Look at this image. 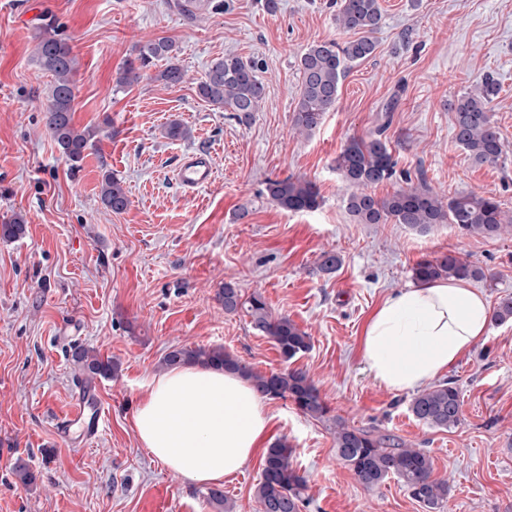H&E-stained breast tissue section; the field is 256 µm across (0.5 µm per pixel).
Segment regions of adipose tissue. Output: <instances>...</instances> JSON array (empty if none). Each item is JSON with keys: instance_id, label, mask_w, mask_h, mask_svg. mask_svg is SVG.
Wrapping results in <instances>:
<instances>
[{"instance_id": "1", "label": "adipose tissue", "mask_w": 512, "mask_h": 512, "mask_svg": "<svg viewBox=\"0 0 512 512\" xmlns=\"http://www.w3.org/2000/svg\"><path fill=\"white\" fill-rule=\"evenodd\" d=\"M485 295L462 280L419 283L387 297L363 356L387 388L409 392L445 373L488 331ZM266 404L235 372L181 366L153 376L133 416L139 443L197 485L240 471L265 437Z\"/></svg>"}]
</instances>
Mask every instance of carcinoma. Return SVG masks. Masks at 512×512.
Masks as SVG:
<instances>
[{
    "mask_svg": "<svg viewBox=\"0 0 512 512\" xmlns=\"http://www.w3.org/2000/svg\"><path fill=\"white\" fill-rule=\"evenodd\" d=\"M381 22L379 0H340L336 24L356 38L342 43L316 42L301 53L298 59L301 85L293 117L295 131L308 134L321 125L326 112L335 105L340 82L350 67L374 54L376 42L371 34L380 28ZM175 51V44L167 38L139 45L136 57L119 71L117 84L139 82L159 61L165 62V68L154 75V80L168 87L183 83L185 72L175 63ZM35 54L40 65L54 78L44 112L45 126L61 157L71 168L78 169L86 151L95 147L96 131L79 130L73 122L76 59L72 47L57 30L46 28L36 36ZM498 91L496 78L488 73L448 107L457 142L477 163L495 164L504 154L492 107ZM197 92L205 101L227 112H235L239 120L247 121L258 111L264 86L257 76L255 63L226 54L210 63L204 79L197 84ZM388 126L386 120L367 136L351 139L336 157V170L355 188L346 200L355 223L392 221L419 232H427L439 224H454L464 235L491 240L512 231V216L502 210L495 196L462 192L445 200L422 175L415 184L411 176H405L406 186L385 197L365 192V188L395 175V162L385 136ZM266 193L272 202L290 212L313 211L320 205L316 186L303 177L269 179ZM101 202L114 213L124 211L129 204L121 179L110 172L102 176ZM25 233L26 224L21 216L0 224L1 240L13 241ZM341 264L342 258L333 251L320 255L319 268L325 273L335 272ZM411 277L417 283H426L450 279L484 280L487 275L481 267L448 251L419 259L411 268ZM218 297L227 313L245 310L252 327L274 341L284 362L291 363L311 349L309 334L286 315L272 316L261 294L255 292L244 299L238 288L226 283ZM492 320L496 324L512 321L511 294L499 297ZM71 361L87 381L110 377L114 370L112 361L83 346L73 347ZM189 364L233 371L247 380L260 396L290 400L303 415L332 430L336 455L364 488L372 490L395 477L427 512H441L448 499V481L434 476L432 457L421 448L406 447L374 427L355 428L331 414L327 402L305 371L287 366L262 373L222 346L174 347L160 361L164 369ZM410 411L431 428L452 430L461 421L460 392L450 380L431 385L412 398ZM306 490V478L293 463L287 439H276L265 451L260 480L255 487L258 512H302L310 503Z\"/></svg>",
    "mask_w": 512,
    "mask_h": 512,
    "instance_id": "obj_1",
    "label": "carcinoma"
}]
</instances>
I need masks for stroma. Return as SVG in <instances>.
<instances>
[{
  "label": "stroma",
  "mask_w": 512,
  "mask_h": 512,
  "mask_svg": "<svg viewBox=\"0 0 512 512\" xmlns=\"http://www.w3.org/2000/svg\"><path fill=\"white\" fill-rule=\"evenodd\" d=\"M374 54L341 81L335 106L307 135L293 130L300 54L318 41H345L335 0H209L186 18L174 0H0V221L23 215L28 232L0 240V512H219L206 487L188 482L138 444L132 419L149 380L174 346H221L254 369L282 368L273 341L245 312L225 313L217 293L231 283L263 295L273 314L307 331V372L335 415L424 449L450 486L445 512H512V321L490 325L447 372L461 392L460 425L439 431L410 412L411 393L369 372L365 330L388 295L412 285L411 267L452 250L493 276L489 302L512 294V233L467 236L450 224L420 234L402 224H358L335 159L378 124L396 100L387 131L397 175L374 187L383 197L403 174L424 173L440 196L495 195L512 215V0H380ZM58 27L77 60L74 123L98 129L78 171L62 159L45 127L51 73L34 56L35 36ZM175 43L187 80L151 78L117 86L136 45ZM227 54L255 61L266 95L247 121L201 99L197 83ZM493 74V101L506 153L475 163L458 145L448 102ZM188 139L166 138L172 121ZM210 157L214 179L189 191L175 179L184 154ZM129 198L119 214L104 208L105 172ZM314 182L318 209L294 213L273 203L267 179ZM343 259L320 271L321 252ZM84 345L111 357L114 376L88 386L108 411L91 438L63 424L78 394L70 360ZM270 439L287 438L307 480L305 512H426L397 479L359 484L336 457L326 425L274 399ZM255 453L225 478L234 512H257L262 470ZM25 461L35 474L22 482Z\"/></svg>",
  "instance_id": "stroma-1"
}]
</instances>
